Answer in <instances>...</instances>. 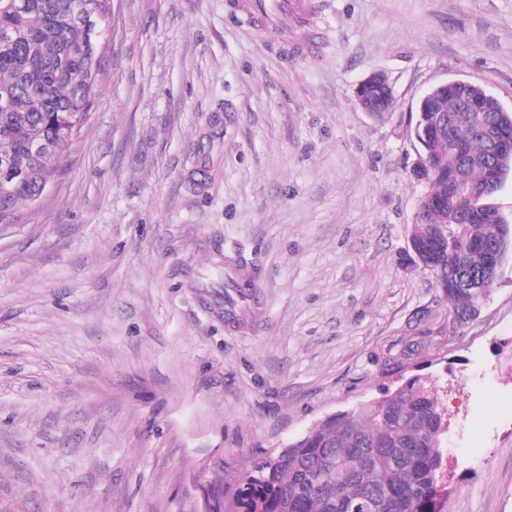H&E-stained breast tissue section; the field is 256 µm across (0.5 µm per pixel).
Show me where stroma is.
<instances>
[{"label":"stroma","instance_id":"1","mask_svg":"<svg viewBox=\"0 0 512 512\" xmlns=\"http://www.w3.org/2000/svg\"><path fill=\"white\" fill-rule=\"evenodd\" d=\"M321 3L310 55L227 0H112L92 119L0 225V512H204L414 375L448 422L437 512H512V255L457 326L409 244L418 103L463 79L512 110V0ZM238 248L229 323L199 282ZM233 278L239 285V289L241 292L246 293L247 295H244L245 297L242 298L240 295V291H238V285L237 283L227 275V273L224 272V280L222 281V284H219L220 288H224V293L229 292L230 288H233L237 290V298L240 303H242L244 306H247L248 302L251 301L250 295L247 293L246 288H251L253 291V294L255 296V288H257L255 280L251 278V274L246 269H238L233 272Z\"/></svg>","mask_w":512,"mask_h":512}]
</instances>
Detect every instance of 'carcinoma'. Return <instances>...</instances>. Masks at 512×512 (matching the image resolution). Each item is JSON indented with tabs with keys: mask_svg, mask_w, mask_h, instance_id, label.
<instances>
[{
	"mask_svg": "<svg viewBox=\"0 0 512 512\" xmlns=\"http://www.w3.org/2000/svg\"><path fill=\"white\" fill-rule=\"evenodd\" d=\"M0 0V224L18 219L21 203L34 205L39 185L61 170L74 139L89 123L102 73L99 28L96 46L73 11L74 0ZM386 108L390 87L380 78L371 89ZM434 107L453 121L449 133L428 131L432 113L417 111L416 137L432 161L427 175L433 203L417 214L410 235L414 263L431 271L448 300L449 317L479 312L483 302L455 287L462 273L488 277L512 254V226L483 195L491 163L479 127L495 122L512 134V112H467L454 92ZM49 143L37 161L25 151L28 138ZM468 150L464 175L473 195L448 204L450 145ZM446 430L435 389L413 377L391 396L342 411L319 422L297 440L257 459L208 499L216 512H429L442 468Z\"/></svg>",
	"mask_w": 512,
	"mask_h": 512,
	"instance_id": "cac0c4a2",
	"label": "carcinoma"
}]
</instances>
